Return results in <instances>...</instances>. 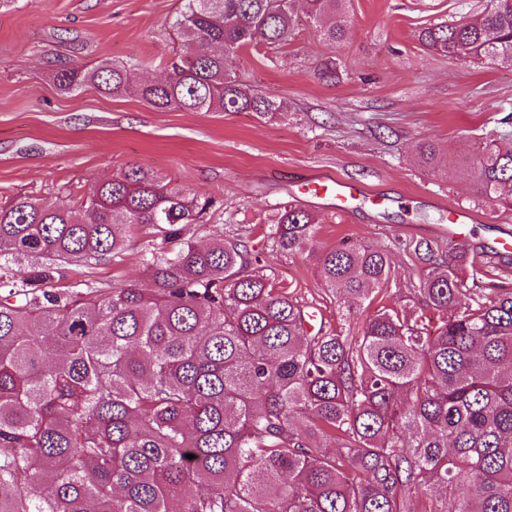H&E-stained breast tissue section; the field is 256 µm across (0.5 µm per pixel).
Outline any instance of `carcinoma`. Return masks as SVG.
I'll return each instance as SVG.
<instances>
[{
	"instance_id": "cac0c4a2",
	"label": "carcinoma",
	"mask_w": 512,
	"mask_h": 512,
	"mask_svg": "<svg viewBox=\"0 0 512 512\" xmlns=\"http://www.w3.org/2000/svg\"><path fill=\"white\" fill-rule=\"evenodd\" d=\"M292 2L184 0L183 52L135 92L160 109L286 114L234 64L245 46L287 40ZM344 2L305 0L328 45L345 36ZM415 36L450 59L512 63V0ZM131 68L105 60L54 80L119 94ZM471 173L484 200L509 205L512 149L497 136ZM211 206L136 167L72 205L0 203V512H414L417 499L426 512H512V290L471 295L476 256L420 241L413 307L437 315L434 330L405 308L378 310L359 336L315 329L289 287L250 270L241 240L183 238ZM134 225L161 239L149 287L54 289L62 266L121 253ZM318 225L285 205L272 247L303 251ZM18 257L33 264L16 282ZM318 272L347 318L394 276L386 250L349 239Z\"/></svg>"
}]
</instances>
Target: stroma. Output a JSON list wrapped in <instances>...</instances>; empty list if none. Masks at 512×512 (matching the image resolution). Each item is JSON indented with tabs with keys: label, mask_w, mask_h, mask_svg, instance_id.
Here are the masks:
<instances>
[{
	"label": "stroma",
	"mask_w": 512,
	"mask_h": 512,
	"mask_svg": "<svg viewBox=\"0 0 512 512\" xmlns=\"http://www.w3.org/2000/svg\"><path fill=\"white\" fill-rule=\"evenodd\" d=\"M486 0H348L346 36L320 40L302 0L286 42L244 48L240 81L284 100L288 115L183 112L158 109L132 93L106 95L93 84L66 93L54 69L98 68L103 60L135 63L133 82L161 80L183 50L173 25L182 0H17L0 10V202L30 195L46 203L83 198L97 182L136 166L171 184L213 198L201 221L183 236L199 246L244 241L258 255L256 270L294 288L315 320L352 336L367 316L343 317L322 283L311 251L283 254L267 239L278 210L295 203L317 214L318 245L342 238L387 249L396 279L373 309L412 299L422 268L411 245L430 241L448 250V211L471 210L467 246L493 251L485 276L512 289V209L482 202L468 175L489 119L512 113V64L480 65L429 52L416 31L439 21L480 14ZM335 58L338 80L320 75ZM438 145L435 168L422 166L418 145ZM325 170L390 199L379 211L357 206L336 213L302 195L290 176ZM160 245L152 228L134 227L117 256L61 270L59 290L80 292L135 283L148 286L143 259Z\"/></svg>",
	"instance_id": "obj_1"
}]
</instances>
